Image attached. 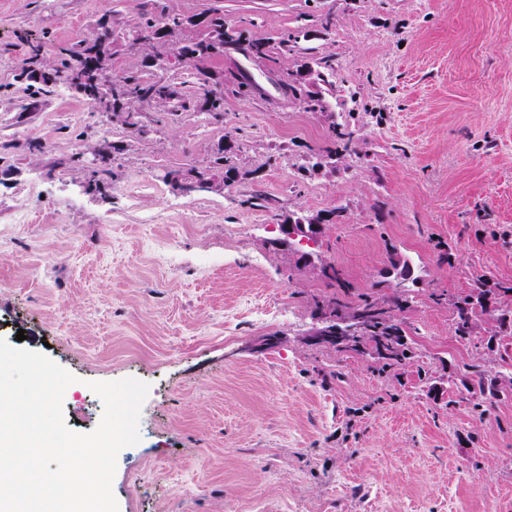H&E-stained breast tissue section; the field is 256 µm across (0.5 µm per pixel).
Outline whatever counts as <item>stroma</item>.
<instances>
[{
	"mask_svg": "<svg viewBox=\"0 0 512 512\" xmlns=\"http://www.w3.org/2000/svg\"><path fill=\"white\" fill-rule=\"evenodd\" d=\"M168 11L193 18L189 36L223 14V121L176 64L161 76L190 108L145 138L65 85L30 94L22 71L102 22L113 72L145 71L155 49L123 34ZM256 42L267 59L245 56ZM319 59L336 67L332 108L307 112L280 81ZM341 117L354 153L301 171ZM223 147V187L165 181ZM103 148L95 190L80 155ZM336 207L311 250L349 305L413 261L401 365L305 339L328 282L272 241ZM477 280L512 307L496 291L512 283V0H0V338L75 376L79 433L103 413L89 382L149 384L119 512H512V335L485 315L459 339L431 299ZM476 367L502 391L482 411Z\"/></svg>",
	"mask_w": 512,
	"mask_h": 512,
	"instance_id": "stroma-1",
	"label": "stroma"
}]
</instances>
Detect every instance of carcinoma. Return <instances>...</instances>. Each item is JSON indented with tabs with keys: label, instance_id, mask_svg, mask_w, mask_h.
<instances>
[{
	"label": "carcinoma",
	"instance_id": "1",
	"mask_svg": "<svg viewBox=\"0 0 512 512\" xmlns=\"http://www.w3.org/2000/svg\"><path fill=\"white\" fill-rule=\"evenodd\" d=\"M187 20L179 15H167L161 19L144 17L135 27V31L159 33L157 41L166 43L171 54L177 57L215 59L224 55V18L212 16L207 23V32L202 37L183 39L180 34L186 28ZM60 55L64 56L62 67L54 68L53 82L71 85L70 73L74 65L82 61H92L98 72L99 79L107 83L115 76L112 74V28L101 26L97 34L81 39L69 48H63ZM317 69H308L316 80L326 86H333L334 68L326 61L315 62ZM193 75L198 90L203 93L208 105V112L216 119L224 116V94H215L211 84L215 81L213 71L192 66ZM301 72L289 74L292 94L308 112H322L328 107L325 95L320 91L308 89L306 80L299 79ZM123 88L120 109L126 114L125 125L135 137L141 136L142 129L152 128V121H144L137 116V104L146 99L159 101H180L181 93L171 84L162 80H153L139 75L122 76L118 78ZM353 132L349 131L345 122H334L330 125L326 146L316 153V157H340L342 152L352 150ZM209 174L207 170L191 168L188 170H169L165 173L166 182L183 193L201 191L199 183ZM489 291L483 289L478 282L469 291L448 300L452 309L453 328L455 335L464 340L470 335L472 322L477 316L489 314L496 323L498 332L512 331V309L488 310L485 300ZM316 306L328 305L336 311V318L343 321L341 340L330 344L338 351L361 352L371 348L384 360V366L390 367L407 359L404 331L394 316L395 310L405 305V300L394 296L387 300H379L373 295H365L361 303L350 307L336 296H328L315 301Z\"/></svg>",
	"mask_w": 512,
	"mask_h": 512
}]
</instances>
